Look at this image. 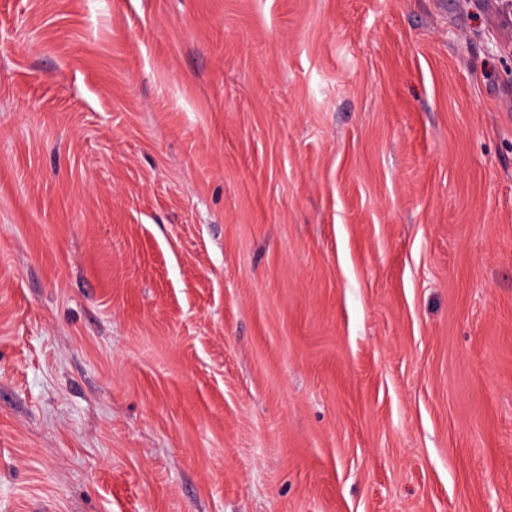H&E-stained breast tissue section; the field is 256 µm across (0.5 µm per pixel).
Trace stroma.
<instances>
[{
    "label": "stroma",
    "instance_id": "stroma-1",
    "mask_svg": "<svg viewBox=\"0 0 512 512\" xmlns=\"http://www.w3.org/2000/svg\"><path fill=\"white\" fill-rule=\"evenodd\" d=\"M499 0H0V512H512Z\"/></svg>",
    "mask_w": 512,
    "mask_h": 512
}]
</instances>
